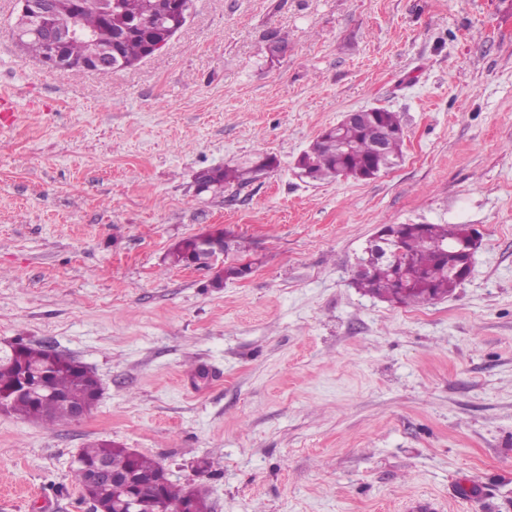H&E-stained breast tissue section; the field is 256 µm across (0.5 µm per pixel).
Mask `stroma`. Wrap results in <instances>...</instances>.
<instances>
[{"mask_svg": "<svg viewBox=\"0 0 512 512\" xmlns=\"http://www.w3.org/2000/svg\"><path fill=\"white\" fill-rule=\"evenodd\" d=\"M16 15L0 0V344L72 357L101 395L51 427L0 413V512H93L71 464L101 439L211 512H512V0H192L105 79L26 56ZM372 107L401 113L402 161L301 181L297 156ZM253 153L277 168L196 192ZM384 224L475 226L469 277L417 306L365 293ZM219 228L251 274L169 265ZM170 264L181 266L198 259L195 237L183 239L176 243L168 253Z\"/></svg>", "mask_w": 512, "mask_h": 512, "instance_id": "obj_1", "label": "stroma"}]
</instances>
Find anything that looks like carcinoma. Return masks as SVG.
<instances>
[{
    "mask_svg": "<svg viewBox=\"0 0 512 512\" xmlns=\"http://www.w3.org/2000/svg\"><path fill=\"white\" fill-rule=\"evenodd\" d=\"M74 13L61 15L56 21L70 24L78 18L91 37L68 38L63 41L64 57L84 61L96 68L101 78L118 70L122 64L132 67L151 56V45L170 25L172 0H113L107 12L98 0H70ZM14 34L24 52L42 61L47 42L38 19L29 16L16 23ZM404 127L399 113L383 109L361 112L344 128L326 129L316 139L310 152L299 155L297 164L303 177L312 182L339 176L366 180L385 172L403 156ZM276 167L269 155H254L224 166L202 169L196 173L198 192L221 196L236 185L242 187L259 174ZM388 231L399 255L394 259L373 263L367 273L356 279L365 292L400 305H420L452 293L463 279L454 268L459 258L451 251L466 232L464 224H390ZM198 258L194 238L176 243L168 253L170 264L181 266ZM18 354L0 362V395L6 412L44 425L72 419L73 406L99 397V384L70 364L64 356L52 355L43 346L23 341L14 342ZM43 373L32 394L14 395L20 383L21 368ZM105 460L115 472L133 470L150 474L161 464L143 454L102 440L80 449L79 460L72 467L76 484H84L83 469ZM190 495L187 487L168 483L160 489L145 488L139 492V512H178ZM94 497L107 512H117L114 502L125 498L108 483L97 487Z\"/></svg>",
    "mask_w": 512,
    "mask_h": 512,
    "instance_id": "1",
    "label": "carcinoma"
}]
</instances>
